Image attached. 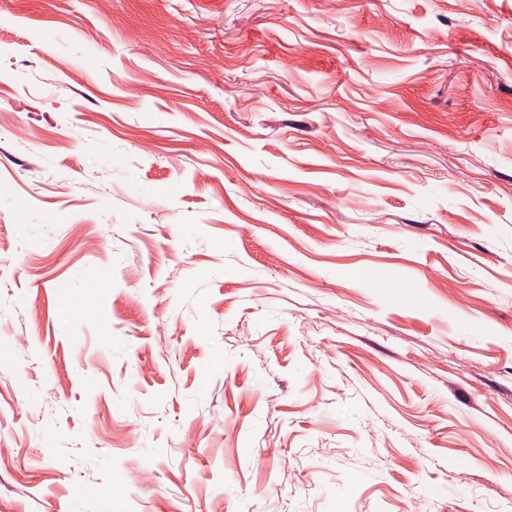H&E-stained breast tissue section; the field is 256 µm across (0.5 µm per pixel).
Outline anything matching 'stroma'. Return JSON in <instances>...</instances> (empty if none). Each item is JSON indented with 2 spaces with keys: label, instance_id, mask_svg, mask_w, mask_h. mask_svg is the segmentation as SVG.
<instances>
[{
  "label": "stroma",
  "instance_id": "35a3bbf8",
  "mask_svg": "<svg viewBox=\"0 0 512 512\" xmlns=\"http://www.w3.org/2000/svg\"><path fill=\"white\" fill-rule=\"evenodd\" d=\"M0 512H512V0H0Z\"/></svg>",
  "mask_w": 512,
  "mask_h": 512
}]
</instances>
